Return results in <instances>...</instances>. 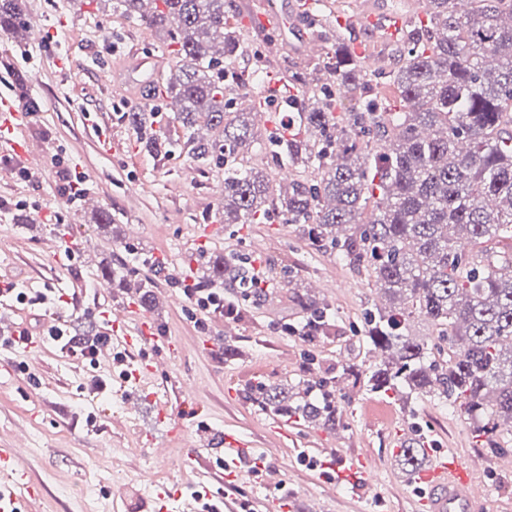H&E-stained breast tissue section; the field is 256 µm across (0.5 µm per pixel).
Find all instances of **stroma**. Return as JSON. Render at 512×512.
Returning <instances> with one entry per match:
<instances>
[{
  "instance_id": "stroma-1",
  "label": "stroma",
  "mask_w": 512,
  "mask_h": 512,
  "mask_svg": "<svg viewBox=\"0 0 512 512\" xmlns=\"http://www.w3.org/2000/svg\"><path fill=\"white\" fill-rule=\"evenodd\" d=\"M320 2L332 18L329 27L313 33L303 18L292 29H246L247 53L238 66L251 71L262 58L269 64V75L279 79L286 70L302 71L309 63L293 47V33L316 35L329 50L337 39L348 38L338 18L351 0ZM26 8L42 13L46 27L29 31L23 42L0 34V59L12 62L11 70L0 68V97L19 100L15 75L28 74V93L39 101L41 111L39 119L26 126V136L44 143L49 158L80 164L89 188L99 189L102 207L118 221L100 229L94 209L83 210L73 235L96 243L95 263L89 266L78 259L61 270L41 252L46 225L15 224L10 219L15 208L7 203L0 207L9 216L0 221V258H10L11 278L22 287L32 281L41 289H75L91 304L94 274L113 253L132 244L137 252L127 261L133 275L142 279L149 276L154 261L165 263L171 279L195 277L197 254L209 251L246 256L260 270L287 268L298 284L297 293L274 290L263 300L243 303L234 319L236 336L207 350L203 344L219 331L223 317H210L207 330H195L184 304L165 301L174 292L171 279L159 282L152 317L161 341L182 347L172 372L159 381L176 418L171 427L157 423L154 405H145L133 416L112 391L92 392L89 369L58 351L40 348L30 377L13 372L14 353H0V442L19 430L29 433L28 465L42 487L43 512H90L94 507L99 512H125L129 507L144 512L152 490L182 489L187 447L199 448L201 460H208L212 437L226 429L248 435L258 448L279 443L278 484H284L299 504L324 500L325 512H413V499L403 491L407 476L393 454L400 433L438 450L479 451L477 481L490 490L493 512H512V473L498 471L496 453L483 447L471 421L449 406L420 399L403 403L357 389L351 399H339L343 420L328 427L282 418L253 399L251 392L261 382L291 387L310 378L337 377L344 366L364 364L366 313L381 303L380 294L334 254L311 248L297 225L274 218L263 224H222L213 233L203 232V225L214 222L218 204L210 190L213 177L202 175L185 154L159 158L142 150L123 119L125 112L136 109L135 100L103 73L104 64L116 63L133 50L166 53L159 33L114 13L112 0H94L89 6L77 0H26ZM50 37L65 42V52L49 48ZM60 67L71 72L64 86L55 76ZM96 124L107 127L121 146L113 159L101 157L94 147ZM14 167L11 161L0 163V197L23 195L47 214L69 216L57 174L42 183H23L13 177ZM306 294L333 312L328 333L312 342L278 331L280 324L305 320L301 298ZM182 379L203 385L194 398L201 412L191 419L181 416L186 400L178 389ZM90 412L97 417L92 428L84 423ZM144 429L156 432L169 448L167 468L156 467L141 444ZM336 448L372 461L378 471L376 501L357 504L350 492L325 480L317 465Z\"/></svg>"
}]
</instances>
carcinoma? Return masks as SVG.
Returning a JSON list of instances; mask_svg holds the SVG:
<instances>
[{"label":"carcinoma","mask_w":512,"mask_h":512,"mask_svg":"<svg viewBox=\"0 0 512 512\" xmlns=\"http://www.w3.org/2000/svg\"><path fill=\"white\" fill-rule=\"evenodd\" d=\"M116 0V10L167 35L175 59L166 92L174 112L125 120L149 150L186 153L206 174L224 171V223L258 224L272 214L296 224L310 244L365 274L387 303L367 312L366 344L387 357L343 374L366 391L446 404L472 421L495 452L512 442V0H425L398 66L386 73L398 103L373 94L363 63L342 41L310 73L285 82L299 98L300 128L254 131V117L229 107L255 73L235 67L247 48L224 15V0ZM25 0H0V33L25 39ZM351 107L344 108V100ZM263 150L314 173L288 188L258 165ZM197 281L245 287L250 269L239 257L198 260ZM318 320L312 341L333 318L307 303ZM417 317L432 336L411 332ZM336 381L305 385L292 398L261 385L256 399L287 418L334 427ZM399 460L419 471L421 442L403 445Z\"/></svg>","instance_id":"cac0c4a2"}]
</instances>
